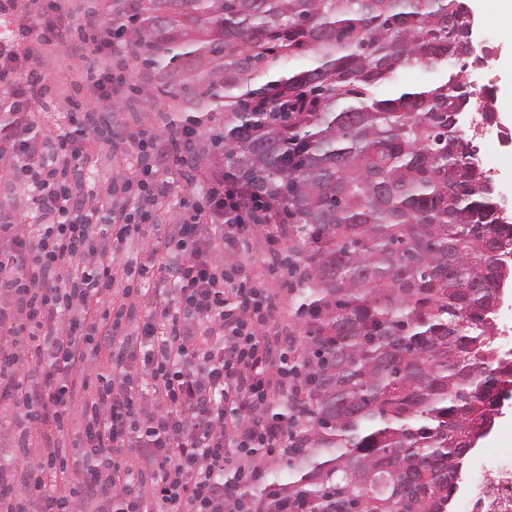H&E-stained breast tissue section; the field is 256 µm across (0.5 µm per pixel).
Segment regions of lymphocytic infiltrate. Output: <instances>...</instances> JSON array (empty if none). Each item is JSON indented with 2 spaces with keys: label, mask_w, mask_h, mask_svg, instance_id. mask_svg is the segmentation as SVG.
Masks as SVG:
<instances>
[{
  "label": "lymphocytic infiltrate",
  "mask_w": 512,
  "mask_h": 512,
  "mask_svg": "<svg viewBox=\"0 0 512 512\" xmlns=\"http://www.w3.org/2000/svg\"><path fill=\"white\" fill-rule=\"evenodd\" d=\"M12 148L15 175L32 182L47 222L33 238L0 224L11 240L0 252V400L20 411L27 488L15 496L0 469V512H256L244 487L259 479L260 459L283 458L288 446L286 423L267 408L281 391L270 372L290 341L258 335L273 304L246 284L230 288L213 242L245 243L263 204L244 185L211 180L205 203L171 225L170 276L145 311L112 315V249L130 228L113 223L111 193L92 209L70 189L79 148L50 155L24 137ZM138 162L135 211L151 223L171 187L155 179L151 151ZM136 354L152 369L150 391L112 381ZM75 419L83 436L70 445ZM73 451L83 468L65 493L57 484Z\"/></svg>",
  "instance_id": "f902f5d3"
}]
</instances>
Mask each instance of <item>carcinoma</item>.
Here are the masks:
<instances>
[{"instance_id":"cac0c4a2","label":"carcinoma","mask_w":512,"mask_h":512,"mask_svg":"<svg viewBox=\"0 0 512 512\" xmlns=\"http://www.w3.org/2000/svg\"><path fill=\"white\" fill-rule=\"evenodd\" d=\"M463 0H117L146 91L206 112L234 175L291 228L303 324L288 457L258 512H452L512 365L491 340L512 217L461 115ZM425 65L437 86L378 98Z\"/></svg>"}]
</instances>
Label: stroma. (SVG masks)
<instances>
[{"label": "stroma", "instance_id": "1", "mask_svg": "<svg viewBox=\"0 0 512 512\" xmlns=\"http://www.w3.org/2000/svg\"><path fill=\"white\" fill-rule=\"evenodd\" d=\"M474 15V44L483 55L480 66L467 68L464 77L470 85H492L493 106L499 139L477 138L479 158L490 168L502 198L512 200V75L501 67L503 58L512 56V27L495 18L494 0H467ZM69 18L81 24L87 48L78 52L55 42H47L31 34L18 45L23 58L21 70L37 71L46 80L49 91L44 101L32 108L28 134L56 147L62 136L71 130L69 114L73 103L92 106L108 115L113 132L123 134L124 141L108 145L105 136L88 134L83 142L87 159L79 184L84 191L99 192L110 182H118L137 170L139 141L164 139L177 114L172 99L139 93L144 75L136 60L126 52L112 54L105 46L112 32V0H61ZM110 73L112 88L91 93L90 87L100 74ZM16 163L10 144L0 138V222L11 221L20 232L32 235L41 218L33 204L35 193L31 182L13 178ZM222 159L208 142H200L190 164L164 158L159 173L172 182L173 192L161 204L160 232L141 228L129 239L127 249L115 252L112 265L123 270L127 261L146 249L161 245L165 239L164 225L172 217L191 213L194 204L203 200L204 189L214 171L221 169ZM287 238L271 241L264 225L254 226L246 248H231L216 242L215 254L231 273L247 276L251 286L275 295L277 311L272 322L274 330L301 336L290 305L291 294L285 277L272 273L266 257L272 249L283 250Z\"/></svg>", "mask_w": 512, "mask_h": 512}]
</instances>
